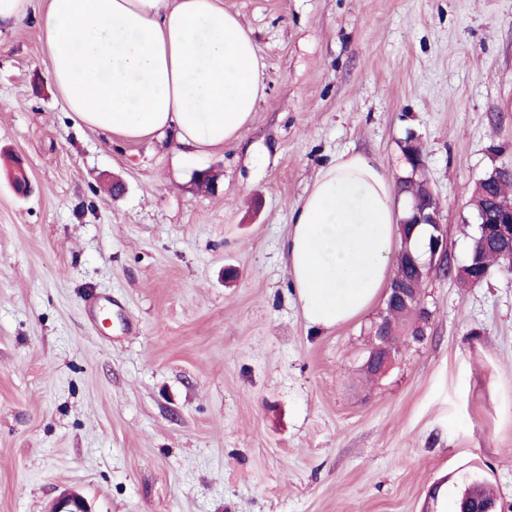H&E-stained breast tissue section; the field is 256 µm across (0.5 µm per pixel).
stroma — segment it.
Wrapping results in <instances>:
<instances>
[{"instance_id":"stroma-1","label":"stroma","mask_w":512,"mask_h":512,"mask_svg":"<svg viewBox=\"0 0 512 512\" xmlns=\"http://www.w3.org/2000/svg\"><path fill=\"white\" fill-rule=\"evenodd\" d=\"M224 7L266 92L241 140L203 153L76 126L35 21L0 26V512H49L70 486L94 512H453L472 475L512 512V270L431 277L423 343L367 383L382 303L308 327L280 251L348 151L425 181L466 263L472 189L512 166V0Z\"/></svg>"}]
</instances>
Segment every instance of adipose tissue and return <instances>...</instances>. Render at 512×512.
<instances>
[{
    "mask_svg": "<svg viewBox=\"0 0 512 512\" xmlns=\"http://www.w3.org/2000/svg\"><path fill=\"white\" fill-rule=\"evenodd\" d=\"M34 16L76 125L203 152L240 139L265 93L252 35L224 0H51ZM395 198L382 163L344 152L293 205L282 253L309 326L343 325L379 297Z\"/></svg>",
    "mask_w": 512,
    "mask_h": 512,
    "instance_id": "1",
    "label": "adipose tissue"
}]
</instances>
